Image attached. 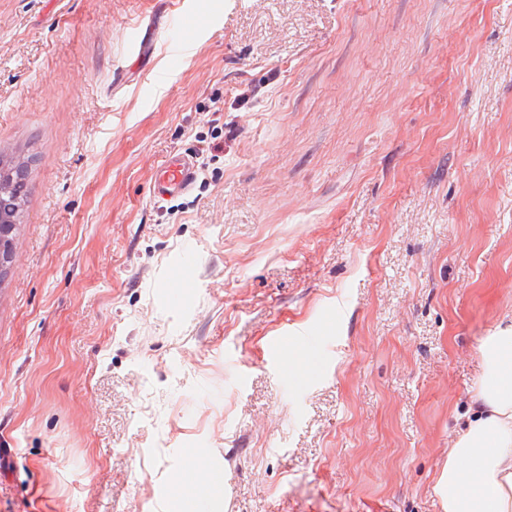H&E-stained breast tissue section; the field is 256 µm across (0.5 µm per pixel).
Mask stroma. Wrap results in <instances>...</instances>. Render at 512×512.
I'll return each mask as SVG.
<instances>
[{"mask_svg":"<svg viewBox=\"0 0 512 512\" xmlns=\"http://www.w3.org/2000/svg\"><path fill=\"white\" fill-rule=\"evenodd\" d=\"M0 155V512H163L187 448L219 512H443L512 315V0H0ZM195 177V164L189 156L170 155L151 183V193L156 198H165L175 193L186 192ZM15 226L7 212H0V288L5 285L10 272L9 250L14 236Z\"/></svg>","mask_w":512,"mask_h":512,"instance_id":"stroma-1","label":"stroma"}]
</instances>
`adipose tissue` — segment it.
Listing matches in <instances>:
<instances>
[{
	"label": "adipose tissue",
	"instance_id": "ef3b65f1",
	"mask_svg": "<svg viewBox=\"0 0 512 512\" xmlns=\"http://www.w3.org/2000/svg\"><path fill=\"white\" fill-rule=\"evenodd\" d=\"M482 375L467 422L448 450L435 491L444 512H512V319L501 320L481 347ZM210 469H195L164 512H212Z\"/></svg>",
	"mask_w": 512,
	"mask_h": 512
}]
</instances>
